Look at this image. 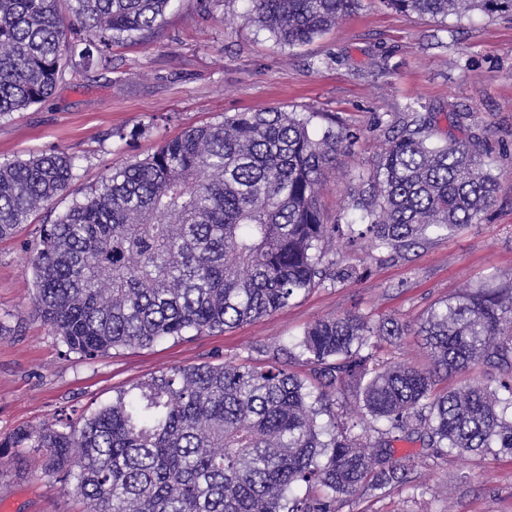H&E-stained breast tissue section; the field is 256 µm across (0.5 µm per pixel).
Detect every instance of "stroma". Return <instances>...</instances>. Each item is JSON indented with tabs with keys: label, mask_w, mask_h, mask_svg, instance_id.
I'll return each instance as SVG.
<instances>
[{
	"label": "stroma",
	"mask_w": 512,
	"mask_h": 512,
	"mask_svg": "<svg viewBox=\"0 0 512 512\" xmlns=\"http://www.w3.org/2000/svg\"><path fill=\"white\" fill-rule=\"evenodd\" d=\"M244 9L243 0H217L206 14L199 0H173L159 28L113 46L109 69L65 78L46 101L0 118V163L61 150L76 162L68 191L0 241V439L22 427H65L116 391L174 367L287 363L307 325L349 312L406 325L408 334L383 344L380 356L424 366L415 329L430 308L512 281V19L420 18L361 0L328 33L289 47L246 23ZM276 106L310 115L312 128L332 119L359 135L325 173L329 214L350 206L359 172L382 151L386 123L414 112L435 116L438 141L484 134L498 177L494 202L481 223L430 236L401 255L336 240L331 259L362 277L310 290L259 320L93 361L69 351L33 309L28 248L42 225L109 170L147 158L164 140L228 112ZM115 129L122 138L112 137ZM2 502L14 512L84 510L69 484L38 473L29 455L0 466ZM339 512H512V460L423 452L405 484Z\"/></svg>",
	"instance_id": "stroma-1"
}]
</instances>
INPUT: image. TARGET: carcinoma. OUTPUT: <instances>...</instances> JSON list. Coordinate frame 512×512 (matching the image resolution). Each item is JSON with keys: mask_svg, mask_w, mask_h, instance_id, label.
<instances>
[{"mask_svg": "<svg viewBox=\"0 0 512 512\" xmlns=\"http://www.w3.org/2000/svg\"><path fill=\"white\" fill-rule=\"evenodd\" d=\"M245 19L288 46L351 14L360 0H246ZM171 0H0V117L48 99L66 74L107 67L112 45L158 26ZM431 18L512 14V0H381ZM273 107L224 113L149 157L109 171L41 230L29 249L35 312L69 350L183 340L255 321L326 282L343 229L395 253L482 221L497 184L487 141L432 139L434 117L383 130L384 148L359 173L355 220H329L325 168L355 134ZM65 152L0 164V240L48 207L75 178ZM394 319L359 313L307 326L290 353L302 376L274 362L172 368L59 430L20 428L0 441L42 454L74 480L85 512H337L407 482L415 457L395 443L512 458V282L468 290L420 326L428 368L382 360L402 335ZM486 381L443 379L474 367ZM356 391L358 410L342 403ZM342 414H336V405ZM370 417L365 442L349 418ZM304 494H298L300 488Z\"/></svg>", "mask_w": 512, "mask_h": 512, "instance_id": "cac0c4a2", "label": "carcinoma"}]
</instances>
